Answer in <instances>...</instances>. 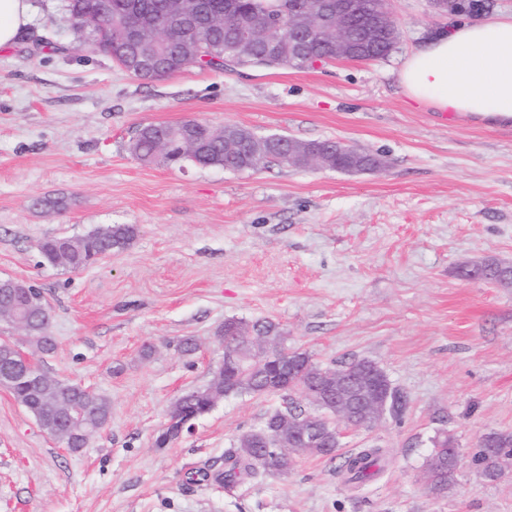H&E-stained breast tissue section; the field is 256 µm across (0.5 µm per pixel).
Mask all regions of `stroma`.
I'll return each mask as SVG.
<instances>
[{
    "label": "stroma",
    "mask_w": 512,
    "mask_h": 512,
    "mask_svg": "<svg viewBox=\"0 0 512 512\" xmlns=\"http://www.w3.org/2000/svg\"><path fill=\"white\" fill-rule=\"evenodd\" d=\"M29 2L31 24L0 48V279L42 290L55 348L4 322L0 334L108 398L112 415L73 453L0 387V512H512V470L488 482L471 463L482 435L512 431V286L459 274L512 264V127L444 118L398 82L405 56L452 17L389 0L399 39L383 59L190 66L144 82L74 41L64 0ZM189 119L340 140L386 166L229 172L131 153L140 126ZM58 196L62 213L34 205ZM107 224L139 233L82 271L41 265L44 238ZM230 318L274 321L324 366L372 360L405 395L402 417L342 430L334 458H297L285 475L208 480L278 403L225 398L155 447L173 402L223 362ZM186 336L190 355L177 348ZM444 430L461 462L435 495L421 472ZM371 446L386 451L381 472L350 487L337 458Z\"/></svg>",
    "instance_id": "1"
}]
</instances>
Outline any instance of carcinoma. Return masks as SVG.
<instances>
[{
	"label": "carcinoma",
	"instance_id": "obj_1",
	"mask_svg": "<svg viewBox=\"0 0 512 512\" xmlns=\"http://www.w3.org/2000/svg\"><path fill=\"white\" fill-rule=\"evenodd\" d=\"M297 0H199L198 10L192 15L181 13L182 7L177 0H67V13L86 17L91 27L80 41L86 43L92 38H99L107 30L114 32L125 25L128 15L140 14L144 17H154L160 14L174 12L177 18L172 23L175 28L188 24L200 27L197 32L198 52L187 54L182 51L179 41L151 27L144 28L141 36L133 41L116 43L106 41L104 45L112 48V59L129 75L145 79L139 68L143 48L154 50L153 56L158 64L156 77H164L178 72L185 67L195 64L199 67L221 69L224 59L237 51L235 28L244 26H266L271 29L270 40L258 43L253 53L256 56L275 55L278 66L302 68L301 59L288 53V12L295 8ZM345 5L353 15L354 24L360 29L372 31L373 40L354 46L351 60H377L386 56L396 44V33L375 26L377 17L389 14L388 0H345ZM305 52L308 55L321 57L324 61L336 60L335 36L327 34L321 40L306 43ZM187 130L192 133L196 142L192 150H183L174 155L158 154L155 152V139L167 132ZM320 144L331 147L332 153L322 157L321 164L344 172L365 169L380 164V156L367 151H360L338 141L322 140ZM305 141H296L295 147L285 155L275 145L256 147L250 133L235 125L224 126V138L212 134L208 124L190 119L176 125H146L135 132L130 141L132 153L140 160L151 162L161 160L166 165H193L201 168H216L224 171H251L259 168V164L277 162L288 166L301 167L307 159L303 150ZM261 163H256V160ZM136 228L132 224H114L100 228L93 234L77 237L49 236L39 244L42 263L55 265L60 256L62 241H67V261L72 269L83 270L93 265L100 257L115 250L126 248L135 238ZM462 276L481 277L487 281L511 285L512 265L494 260L485 261L474 268L462 270ZM44 297L36 287H31L28 303L24 308L27 320L26 332L45 353L55 348V341L49 334V319L45 313ZM224 330L237 332L244 336L263 334L272 336L288 343L278 324L271 321L255 322L251 325L242 321L230 319L224 322ZM298 363L307 367V373L301 378L272 376L268 374L266 365L255 362L251 366L240 367L236 372L227 376L224 366L220 365L210 372L208 383L198 389L183 393L180 396L181 410L195 418L207 414L212 409V400L229 392L231 395H265L281 400L278 407L268 411L262 424L256 428L241 433L228 453L232 460L230 467L217 475V480L231 485L242 475L253 477L259 473L276 474L282 468L293 463L296 449L288 450V458H283L279 448L268 449L262 460L251 457L250 448L254 442H262L263 430L276 425L284 418H294L305 412L301 402L295 396L304 394V385L319 379L328 372L345 375L352 368L365 360L340 362L335 366H321L312 361L311 356L303 351L291 349ZM377 381L382 397L381 406L384 415L397 418L401 415L404 400L400 392L392 387L386 374L381 368H375ZM35 376L41 378V383L33 384L24 379L13 384L11 393L15 400L42 420L43 428L52 430L59 416L58 409L63 405L64 398L76 401L81 407L80 421L97 428H102L111 415L110 402L101 395L85 388L56 381L42 369ZM328 414L331 428H323L324 437L332 447L339 448L335 432L339 427L336 421V408L325 411L309 412L313 420ZM454 437L442 432L433 440V449L426 459L428 488L431 492L441 494L448 490L453 470L448 462L440 455L439 449L448 447V442ZM382 460V450L378 447L362 448L347 456L339 466L340 473L346 482L361 484L372 478L375 467ZM471 461L482 470L489 482L496 481L503 472L512 469V432L491 431L483 441L477 443V449Z\"/></svg>",
	"mask_w": 512,
	"mask_h": 512
}]
</instances>
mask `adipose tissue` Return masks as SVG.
Wrapping results in <instances>:
<instances>
[{
	"label": "adipose tissue",
	"mask_w": 512,
	"mask_h": 512,
	"mask_svg": "<svg viewBox=\"0 0 512 512\" xmlns=\"http://www.w3.org/2000/svg\"><path fill=\"white\" fill-rule=\"evenodd\" d=\"M398 78L408 98L434 111L512 121V16L428 38Z\"/></svg>",
	"instance_id": "obj_1"
}]
</instances>
